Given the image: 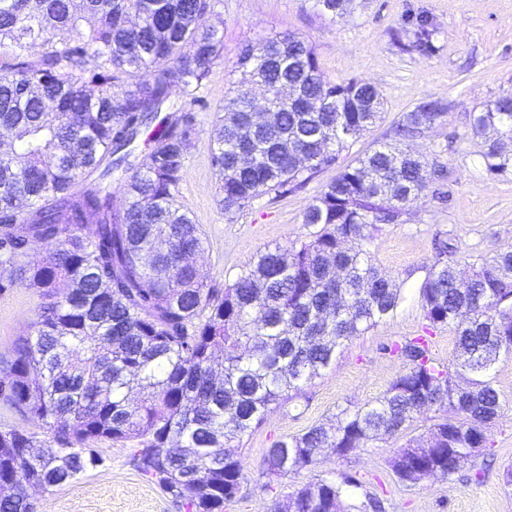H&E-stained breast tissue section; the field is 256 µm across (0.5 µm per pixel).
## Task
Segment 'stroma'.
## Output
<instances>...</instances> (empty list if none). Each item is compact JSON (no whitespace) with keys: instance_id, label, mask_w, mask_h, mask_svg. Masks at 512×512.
I'll use <instances>...</instances> for the list:
<instances>
[{"instance_id":"obj_1","label":"stroma","mask_w":512,"mask_h":512,"mask_svg":"<svg viewBox=\"0 0 512 512\" xmlns=\"http://www.w3.org/2000/svg\"><path fill=\"white\" fill-rule=\"evenodd\" d=\"M210 21L224 35V57L212 66L205 104L196 110L197 133L187 149L180 198L205 240L198 264L206 279L231 280L264 247L307 241L311 229L302 215L339 168L389 138L403 113L420 102L438 99L450 105L444 124L409 143L447 167V199L423 196L402 222L381 225L371 246L376 266L400 283L402 307L394 318L345 341L330 369L271 409L242 439L243 482L224 512H285L294 487L317 478L337 481L345 473L359 482L349 490L348 502L360 503L371 493L384 500L386 512H512V489L502 482L504 470L512 467V354L501 355L492 370L501 415L490 430L493 445L483 451L491 467L482 475L466 464L449 478L416 485L394 475L388 463L393 449L447 418V409L432 405L407 434L369 441L345 459L325 453L316 467L279 480L272 491L259 488L275 442L334 423L342 408L374 402L404 371L403 362L382 348L425 332L418 286L435 260V238H454L460 252L486 258L512 248V170L486 172L480 141L470 127L473 113L512 93V0H356L354 12L335 18L323 15L314 0H217ZM424 21L433 31V49L426 55L409 47ZM288 32L312 45L328 82L357 79L375 85L385 114L349 142L336 166L320 171L303 188L259 198L229 219L217 194L211 125L225 95L242 78L240 52ZM41 303L28 288L0 292V356L10 357L15 340L33 333ZM94 448L97 463L71 483L32 493L33 512H185L138 473L129 449L109 440L95 442Z\"/></svg>"}]
</instances>
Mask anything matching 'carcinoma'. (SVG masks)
Segmentation results:
<instances>
[{"instance_id": "1", "label": "carcinoma", "mask_w": 512, "mask_h": 512, "mask_svg": "<svg viewBox=\"0 0 512 512\" xmlns=\"http://www.w3.org/2000/svg\"><path fill=\"white\" fill-rule=\"evenodd\" d=\"M317 3L333 17L353 7ZM213 9L214 0H0V127L12 138L0 150V292L29 288L43 299L34 334L0 360V403L53 432L42 445L25 429L1 430L0 484L67 483L96 463L91 443L107 439L130 444L134 467L186 512H220L243 478L233 442L330 368L344 341L403 303L370 247L378 225L398 223L430 189L436 163L401 144L444 121L439 101L407 113L391 141L323 186L303 213V224L319 227L308 241L267 247L224 283L204 281L188 261L204 239L179 194L195 107L224 53L223 34L207 23ZM37 46L45 51L34 58ZM90 59L99 72L88 76ZM237 65L273 91L288 85L320 104L303 111L274 96L275 122L261 130L245 85L224 97L210 134L229 220L264 195L303 187L385 112L374 85L326 81L314 48L291 33L245 49ZM154 123L153 147L132 162L130 146ZM471 130L488 173L512 169L501 146L512 140V94L473 115ZM39 242L55 250L21 261ZM457 253L441 246L419 286L427 326L455 331L452 364L436 362L427 336L386 345L406 370L373 403L340 409L335 425L276 442L261 489L316 465L326 448L346 459L407 429L426 402L451 417L394 451L401 482L445 479L470 449L488 446L501 411L489 373L512 353V250ZM461 261L472 269L464 291ZM338 289L350 302L339 316ZM352 485L346 475L296 487L291 508L343 512ZM0 512L32 507L1 495Z\"/></svg>"}]
</instances>
